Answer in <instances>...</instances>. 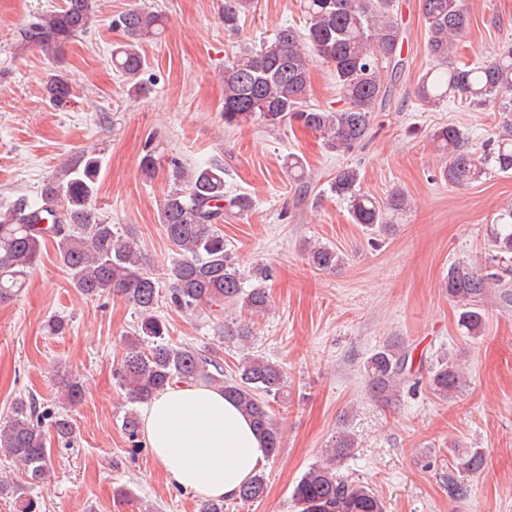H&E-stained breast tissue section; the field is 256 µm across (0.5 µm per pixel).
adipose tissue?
Wrapping results in <instances>:
<instances>
[{
	"mask_svg": "<svg viewBox=\"0 0 512 512\" xmlns=\"http://www.w3.org/2000/svg\"><path fill=\"white\" fill-rule=\"evenodd\" d=\"M142 430L168 483L202 501L235 497L267 456L250 419L204 385L155 394L143 405Z\"/></svg>",
	"mask_w": 512,
	"mask_h": 512,
	"instance_id": "ef3b65f1",
	"label": "adipose tissue"
}]
</instances>
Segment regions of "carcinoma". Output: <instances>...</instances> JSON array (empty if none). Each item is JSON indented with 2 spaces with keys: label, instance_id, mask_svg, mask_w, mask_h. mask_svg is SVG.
Returning a JSON list of instances; mask_svg holds the SVG:
<instances>
[{
  "label": "carcinoma",
  "instance_id": "cac0c4a2",
  "mask_svg": "<svg viewBox=\"0 0 512 512\" xmlns=\"http://www.w3.org/2000/svg\"><path fill=\"white\" fill-rule=\"evenodd\" d=\"M95 0H64V5L35 16L19 31L25 48L62 50L86 32L95 16ZM252 0H224V31L240 33L241 15ZM393 0H301L304 26L280 27L274 37L259 45L246 43L224 61V125L239 127L259 121L270 127L292 122L315 132L325 148L343 153L362 143L370 133L376 106L385 96L383 64L398 62L402 33L391 16ZM425 22L427 51L436 62L416 86L422 106H435L450 98L463 97L474 105L503 102L512 96V46L499 50L487 64L460 67L450 62L456 41L470 27V15L463 0H420ZM112 27L124 41L112 52V66L139 87L144 70L143 43L156 39L164 28V17L146 8L133 6L112 19ZM321 61L336 81L344 104L336 109L305 105L312 63ZM48 94L57 104L71 95V82L53 76ZM448 161L441 178L452 185L477 182L484 177L512 172V119L478 157L468 147L469 137L460 128L447 124L431 135ZM101 172V160L81 155L69 161L59 176L43 189L40 199L18 200L0 215V303L12 300L26 287L31 271L39 262L43 247L52 244L56 257L73 287L93 298L117 293L139 312L136 334L129 338L125 355L114 377L128 402L143 403L167 387L180 383L204 384L224 391L237 403L263 436L268 455L281 444V430L273 414L271 400L285 387V371L263 356L247 355L235 374L227 377L217 355H206L191 347L165 341L166 326L155 314L159 305L160 280L147 269L145 258L135 247L136 234L114 229L99 216L93 200ZM224 164L213 161L186 168L171 160L173 185L160 208V224L172 246L174 257L167 269L165 300L186 314L224 304L252 312L267 307L269 298L262 283L273 276L272 269L256 263L250 277L257 285L244 288L239 263L228 253L218 225L227 213L247 212L253 207L245 193L226 187ZM331 192L347 202L354 223L392 227L393 218L408 207V196L392 192L382 204L361 191L359 171L344 167L336 171ZM492 249L481 269L468 261H455L444 281L448 298L462 307L460 326L468 336H479L485 319L480 306L492 289L500 291L506 304L512 302V210L493 225ZM309 265L317 271H333L342 256L325 244L308 251ZM411 353L403 344L389 342L364 364L369 395L387 404L396 400L400 388L421 382L409 364ZM428 386L446 400L463 385L456 363L439 360L427 369ZM50 423L51 431L44 429ZM122 428L133 447L141 446L137 410H127ZM70 442L74 427L64 413L41 408L35 398L19 399L11 415L0 425V451L23 466L29 480L38 482L51 466V436ZM354 436L340 431L330 448V463L307 469L293 488V498L301 512H385V505L371 488L337 473L333 462L351 455ZM461 468L483 471L484 456L478 449L456 452ZM266 492L263 474H255L235 499L252 503ZM0 494L11 495L17 512H42L39 500L26 494L18 484L0 479Z\"/></svg>",
  "mask_w": 512,
  "mask_h": 512
}]
</instances>
